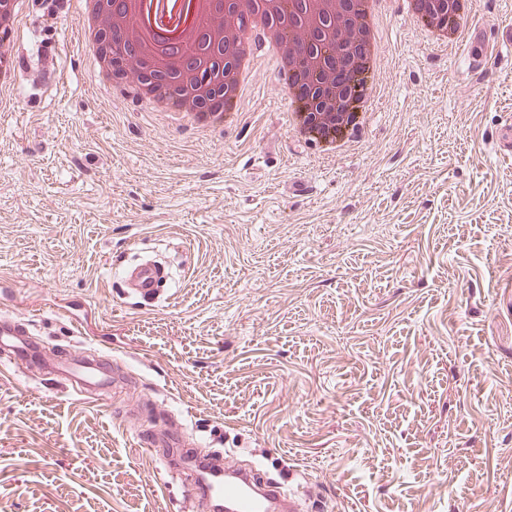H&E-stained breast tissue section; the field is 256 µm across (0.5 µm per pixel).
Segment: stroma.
I'll return each instance as SVG.
<instances>
[{"instance_id": "stroma-1", "label": "stroma", "mask_w": 512, "mask_h": 512, "mask_svg": "<svg viewBox=\"0 0 512 512\" xmlns=\"http://www.w3.org/2000/svg\"><path fill=\"white\" fill-rule=\"evenodd\" d=\"M73 15L30 10L0 111V315L89 399L0 350V512H191L150 438L254 462L301 512H512V48L473 80L389 0L383 102L322 158L274 66L208 131L98 84ZM61 81L35 89L43 36ZM35 92L33 111L21 109ZM165 261L139 304L120 266Z\"/></svg>"}]
</instances>
